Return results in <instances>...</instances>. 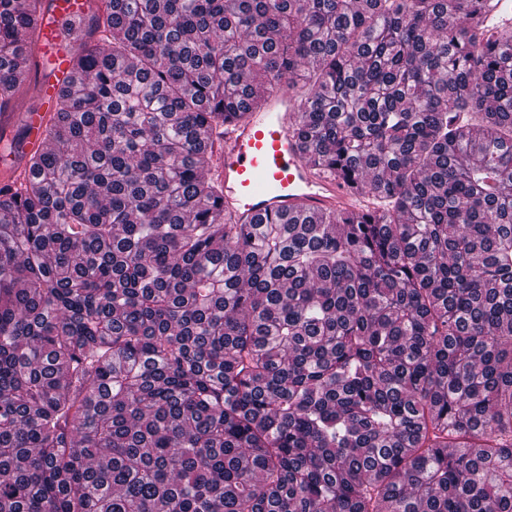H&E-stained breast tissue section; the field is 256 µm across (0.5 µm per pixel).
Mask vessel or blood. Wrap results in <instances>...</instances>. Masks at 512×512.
Returning <instances> with one entry per match:
<instances>
[{
	"instance_id": "1",
	"label": "vessel or blood",
	"mask_w": 512,
	"mask_h": 512,
	"mask_svg": "<svg viewBox=\"0 0 512 512\" xmlns=\"http://www.w3.org/2000/svg\"><path fill=\"white\" fill-rule=\"evenodd\" d=\"M103 8L102 0H46L36 17L28 54L39 62L52 52L57 62L50 76L42 77L35 104L24 109L29 145L41 142L47 102L81 78L73 62L79 43L66 40V28L88 26ZM485 12L488 23L512 27V0H485ZM258 95L260 107L246 120L225 124L223 137L213 145V173L224 186L225 211L253 219L302 209L357 210L355 196L304 160L290 128L298 103L287 87L265 88Z\"/></svg>"
}]
</instances>
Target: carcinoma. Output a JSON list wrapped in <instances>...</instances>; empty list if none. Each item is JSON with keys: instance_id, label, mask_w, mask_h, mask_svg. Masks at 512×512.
I'll use <instances>...</instances> for the list:
<instances>
[{"instance_id": "1", "label": "carcinoma", "mask_w": 512, "mask_h": 512, "mask_svg": "<svg viewBox=\"0 0 512 512\" xmlns=\"http://www.w3.org/2000/svg\"><path fill=\"white\" fill-rule=\"evenodd\" d=\"M482 0H110L0 188V512H512V28ZM42 0H0V112ZM288 81L373 206L224 220Z\"/></svg>"}]
</instances>
